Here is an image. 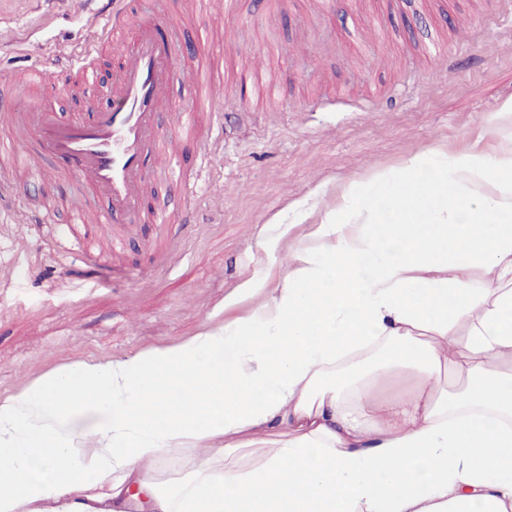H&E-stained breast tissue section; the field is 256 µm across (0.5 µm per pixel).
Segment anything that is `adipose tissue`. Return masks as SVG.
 I'll return each instance as SVG.
<instances>
[{
    "instance_id": "adipose-tissue-1",
    "label": "adipose tissue",
    "mask_w": 512,
    "mask_h": 512,
    "mask_svg": "<svg viewBox=\"0 0 512 512\" xmlns=\"http://www.w3.org/2000/svg\"><path fill=\"white\" fill-rule=\"evenodd\" d=\"M313 236L247 315L0 398V512H512V144L416 153Z\"/></svg>"
}]
</instances>
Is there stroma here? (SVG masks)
<instances>
[{
	"instance_id": "stroma-1",
	"label": "stroma",
	"mask_w": 512,
	"mask_h": 512,
	"mask_svg": "<svg viewBox=\"0 0 512 512\" xmlns=\"http://www.w3.org/2000/svg\"><path fill=\"white\" fill-rule=\"evenodd\" d=\"M133 17L164 15L182 68L205 63L224 84L216 127L201 113L198 145L212 152L193 195L165 176L151 203L173 218L141 224L125 245L87 234L95 276H70V253L29 223V205L64 220L87 198L55 159L45 183L18 182L0 207V397L71 362L121 360L176 345L205 326L238 317L257 297L249 279L275 287L288 253L306 244L317 196L335 207L353 185L399 167L430 147L495 154L512 136L500 116L512 101V0H236L233 12L195 11V0H131ZM92 16L90 0H0V96L25 91L40 69L51 86L34 94L62 117L71 91L97 94L118 69L121 44L107 45L90 74L62 70ZM205 28L208 39L197 37ZM440 42L459 66L435 61ZM287 215L280 233L275 221ZM276 238L275 248L259 243ZM232 306H225L227 298Z\"/></svg>"
}]
</instances>
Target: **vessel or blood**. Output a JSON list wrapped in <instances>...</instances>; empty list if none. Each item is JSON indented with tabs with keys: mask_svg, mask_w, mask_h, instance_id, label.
<instances>
[{
	"mask_svg": "<svg viewBox=\"0 0 512 512\" xmlns=\"http://www.w3.org/2000/svg\"><path fill=\"white\" fill-rule=\"evenodd\" d=\"M93 20L95 30L77 56L87 69L101 44L126 30L130 36L121 53L116 79L107 94L106 108L90 107L87 119L66 121L54 111L33 104L27 95L12 97L8 117L11 135L0 150L23 160L31 177H41L43 156L57 157L77 176L91 200H103L106 210L92 214L94 224H112L116 240H123L137 224L151 219L170 223L168 213L146 201L147 183L156 170L191 191L194 182L180 164L174 144L190 135L200 111L212 109L224 89L205 65L179 69L172 46L149 20L131 23L129 0H101ZM188 84L193 95L190 108L171 113L168 128L156 121L159 106L169 96L171 84Z\"/></svg>",
	"mask_w": 512,
	"mask_h": 512,
	"instance_id": "vessel-or-blood-1",
	"label": "vessel or blood"
}]
</instances>
